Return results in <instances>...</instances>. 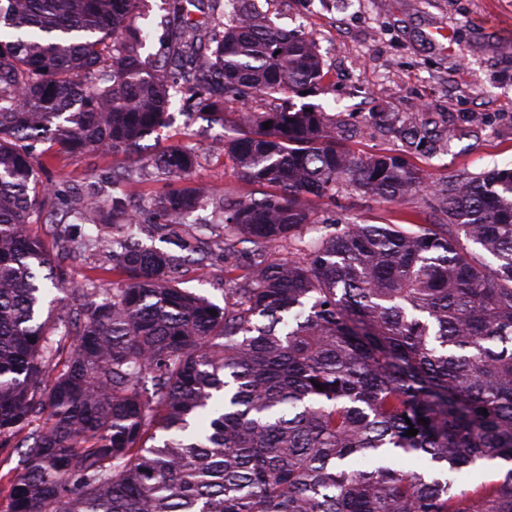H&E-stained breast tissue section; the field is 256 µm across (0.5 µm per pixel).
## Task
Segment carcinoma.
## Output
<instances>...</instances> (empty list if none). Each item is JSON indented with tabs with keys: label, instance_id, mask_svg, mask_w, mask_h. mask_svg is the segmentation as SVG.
I'll return each instance as SVG.
<instances>
[{
	"label": "carcinoma",
	"instance_id": "cac0c4a2",
	"mask_svg": "<svg viewBox=\"0 0 512 512\" xmlns=\"http://www.w3.org/2000/svg\"><path fill=\"white\" fill-rule=\"evenodd\" d=\"M196 3L170 4L183 33ZM229 3L178 67L197 111L221 125L237 113L224 150L267 188L224 209L236 287L222 307L179 287L182 259L131 232L142 206L91 191L71 214L112 218L121 279L71 305L64 359L67 336L41 319L60 285L26 230L64 192L42 177L48 160L122 150L120 189L148 166L185 178L196 150L142 155L180 88L141 60L140 0L0 7V448L26 446L8 512H512V467L470 490L451 478L512 464V168L433 187L398 157L345 151L320 111L249 110L326 74L305 32ZM341 187L430 188L446 223L332 231L313 202ZM207 197L197 186L151 205L177 224Z\"/></svg>",
	"mask_w": 512,
	"mask_h": 512
}]
</instances>
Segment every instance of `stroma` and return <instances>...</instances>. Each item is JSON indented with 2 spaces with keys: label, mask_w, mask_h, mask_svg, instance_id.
<instances>
[{
  "label": "stroma",
  "mask_w": 512,
  "mask_h": 512,
  "mask_svg": "<svg viewBox=\"0 0 512 512\" xmlns=\"http://www.w3.org/2000/svg\"><path fill=\"white\" fill-rule=\"evenodd\" d=\"M272 23L282 29L304 28L315 39L329 72L326 84L305 97L255 99L251 106L308 103L335 123L343 146L365 157L390 154L424 169L434 183L512 167V0H257ZM168 0H142L134 24L145 44L143 61L156 64L167 55L162 26ZM182 95H175L172 120L147 137L151 151L192 142L197 164L182 188L211 184L217 197L232 204L260 197V187L240 181L224 142L233 136L235 113L220 125L206 117L187 121ZM415 114L418 134L410 136L402 118ZM121 152L58 154L52 180L67 181L72 195L87 182L126 166ZM69 204L56 201L55 221L33 224L45 243L67 291L83 292L93 282L111 287L112 261L94 248L73 257L61 248L56 224L70 223ZM318 210L330 223L351 219L368 224H441L430 193L392 201L355 192L322 199ZM212 205L199 208L173 231L142 237L144 246L183 256L185 288L223 304L224 227L213 223Z\"/></svg>",
  "instance_id": "stroma-1"
}]
</instances>
